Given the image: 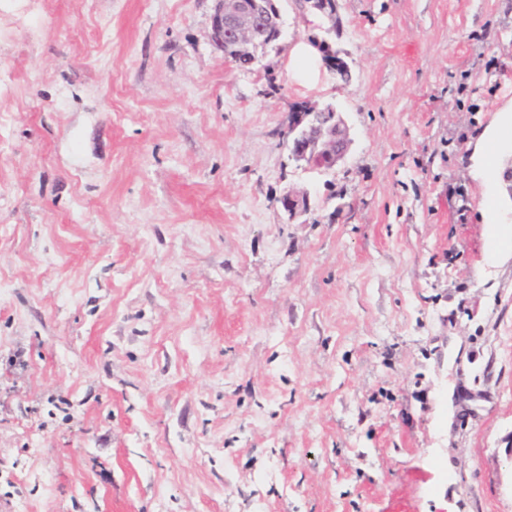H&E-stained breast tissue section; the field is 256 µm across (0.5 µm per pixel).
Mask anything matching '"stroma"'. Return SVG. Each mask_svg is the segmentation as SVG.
Returning <instances> with one entry per match:
<instances>
[{"instance_id": "stroma-1", "label": "stroma", "mask_w": 512, "mask_h": 512, "mask_svg": "<svg viewBox=\"0 0 512 512\" xmlns=\"http://www.w3.org/2000/svg\"><path fill=\"white\" fill-rule=\"evenodd\" d=\"M215 4L0 0V512H512V259L471 174L512 0H279L251 72ZM329 103L346 161L296 166ZM310 44L317 50L322 66L336 77L341 71L349 69L346 60L341 56V52L335 50L327 40L312 39ZM327 114L305 107L302 112H293L288 123L286 138L291 158L304 161V167L311 171L332 170L344 163L352 145L343 117L331 112L330 123L324 124L323 116ZM281 205L289 221H295L311 212L310 197L307 192L289 190L281 198Z\"/></svg>"}]
</instances>
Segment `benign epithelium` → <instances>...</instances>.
I'll list each match as a JSON object with an SVG mask.
<instances>
[{"label":"benign epithelium","mask_w":512,"mask_h":512,"mask_svg":"<svg viewBox=\"0 0 512 512\" xmlns=\"http://www.w3.org/2000/svg\"><path fill=\"white\" fill-rule=\"evenodd\" d=\"M211 29L219 41L229 39L242 57L252 55L254 45L267 37H279L281 28L263 14L260 0H217L211 18ZM310 44L320 56L322 66L339 75L349 69L341 52L326 40L313 39ZM324 113L308 108L293 113L288 123L287 141L290 155L304 161L311 171H327L345 162L352 145L349 127L337 112L331 113L330 123H323ZM288 220L295 221L311 212L306 192L289 190L281 198Z\"/></svg>","instance_id":"benign-epithelium-1"}]
</instances>
